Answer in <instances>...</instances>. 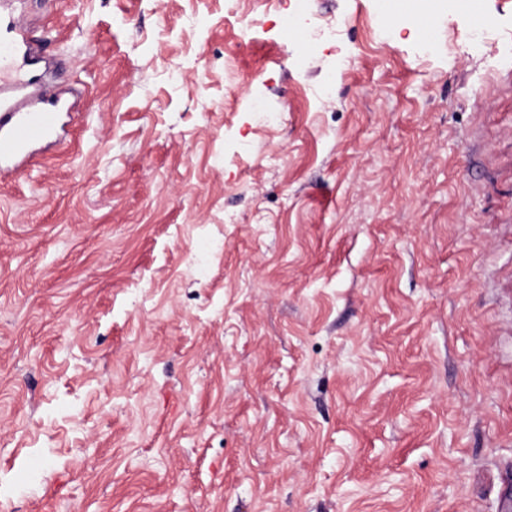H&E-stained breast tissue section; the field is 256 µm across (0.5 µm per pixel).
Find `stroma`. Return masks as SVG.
I'll use <instances>...</instances> for the list:
<instances>
[{
  "instance_id": "obj_1",
  "label": "stroma",
  "mask_w": 512,
  "mask_h": 512,
  "mask_svg": "<svg viewBox=\"0 0 512 512\" xmlns=\"http://www.w3.org/2000/svg\"><path fill=\"white\" fill-rule=\"evenodd\" d=\"M285 6L0 0V512H512V0ZM11 29L21 37V39L7 38L4 41L0 40V70H6L10 68L13 57L20 45H26L28 43L24 36V28L15 20L12 19ZM67 98L49 97L16 107L0 102V178L19 166L32 147L57 131L60 114L71 112Z\"/></svg>"
}]
</instances>
